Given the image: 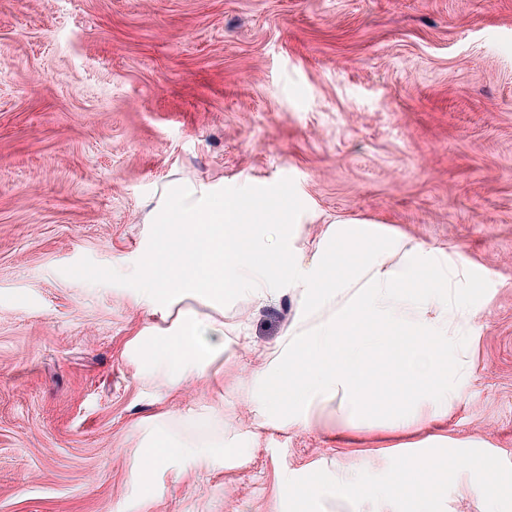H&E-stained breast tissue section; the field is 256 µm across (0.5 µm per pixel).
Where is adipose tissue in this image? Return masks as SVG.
Instances as JSON below:
<instances>
[{"instance_id":"adipose-tissue-1","label":"adipose tissue","mask_w":512,"mask_h":512,"mask_svg":"<svg viewBox=\"0 0 512 512\" xmlns=\"http://www.w3.org/2000/svg\"><path fill=\"white\" fill-rule=\"evenodd\" d=\"M272 197L224 195L201 184L171 189L150 213L158 225L136 266L120 269L135 308L156 316L125 345L140 373L169 393L210 377L235 335L242 399L211 412L205 432L187 438L156 417L157 441L142 469L143 486L175 454L208 469L247 461L264 431L320 429L343 439L369 425L374 404L386 426L409 432L448 416L467 379L462 326L484 305L464 245L418 243L368 220L328 225L310 249L296 244L294 224L270 219ZM289 300L292 318L261 366H253L245 327L225 322L230 306ZM393 367L396 384L372 383L375 368ZM247 413L235 443L224 420Z\"/></svg>"}]
</instances>
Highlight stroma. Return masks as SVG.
I'll return each instance as SVG.
<instances>
[{"label":"stroma","mask_w":512,"mask_h":512,"mask_svg":"<svg viewBox=\"0 0 512 512\" xmlns=\"http://www.w3.org/2000/svg\"><path fill=\"white\" fill-rule=\"evenodd\" d=\"M194 183L279 193L304 244L339 217L463 244L491 276L437 432L512 465V0H0V512H285L286 479L381 475L422 440L291 428L143 492L152 417L241 397L234 337L177 394L124 353L147 318L115 269ZM289 317L228 315L259 357Z\"/></svg>","instance_id":"stroma-1"}]
</instances>
